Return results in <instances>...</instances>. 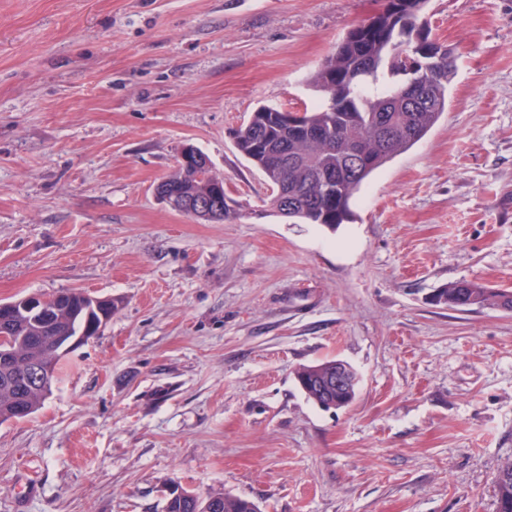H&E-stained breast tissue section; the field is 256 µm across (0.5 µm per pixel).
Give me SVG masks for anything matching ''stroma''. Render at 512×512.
Instances as JSON below:
<instances>
[{"mask_svg":"<svg viewBox=\"0 0 512 512\" xmlns=\"http://www.w3.org/2000/svg\"><path fill=\"white\" fill-rule=\"evenodd\" d=\"M385 0H0V301L119 307L28 419L0 424V512H164L172 482L262 512H496L512 463V0H430L448 110L329 230L269 211L234 132ZM236 219L154 194L185 145ZM344 360L321 409L303 366ZM437 304L447 305L448 308L467 310V306L505 308L512 311V291L509 289L487 288L474 281L461 280L441 288L433 295ZM335 365L336 376L333 379V386L336 387V390L332 392V395L336 400L331 401L326 397L325 400L321 402L323 400V396L318 397V389L316 387L317 380H314V378L325 377L332 369L335 368ZM359 380L360 377L354 374L349 363L343 360H330L317 365L306 366L297 372V381L307 398L316 404L321 402L320 406L326 409H339L342 396L345 395L346 392L354 390L357 387Z\"/></svg>","mask_w":512,"mask_h":512,"instance_id":"35a3bbf8","label":"stroma"}]
</instances>
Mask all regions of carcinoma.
Segmentation results:
<instances>
[{
	"label": "carcinoma",
	"instance_id": "carcinoma-1",
	"mask_svg": "<svg viewBox=\"0 0 512 512\" xmlns=\"http://www.w3.org/2000/svg\"><path fill=\"white\" fill-rule=\"evenodd\" d=\"M429 0H386L384 9L351 29L310 75L307 86L321 103L303 112L305 124L326 132L323 141L294 134L292 112L257 107L236 133L239 152L272 185L269 207L301 224L332 231L350 222L352 201L365 181L385 163L422 140L448 111L456 73L448 46L431 35ZM174 183L185 193L201 189L195 170L179 173ZM292 206L283 208L279 190ZM452 309L503 307L512 311V291L461 280L434 294ZM99 320L91 305H79L47 326L34 314L20 313L5 327L10 336H56L97 333ZM330 360L306 366L297 381L307 398L319 403L316 378L335 368ZM22 383L0 368V423L9 421L12 399ZM496 512H512V464L496 477ZM220 512H261L247 498L218 495ZM166 512H205L204 501L177 485L167 496Z\"/></svg>",
	"mask_w": 512,
	"mask_h": 512
}]
</instances>
